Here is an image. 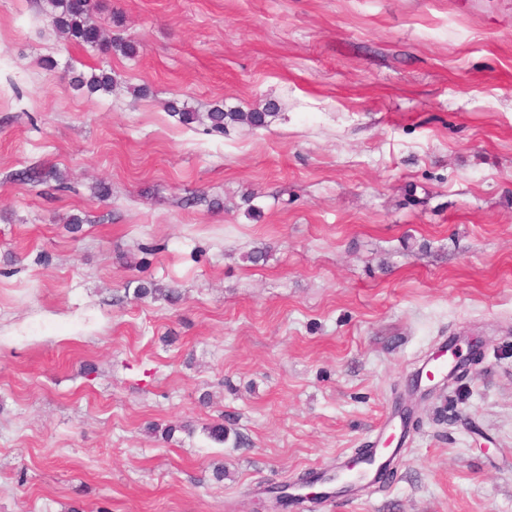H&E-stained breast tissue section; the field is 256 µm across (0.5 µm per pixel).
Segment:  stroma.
<instances>
[{
    "label": "stroma",
    "instance_id": "obj_1",
    "mask_svg": "<svg viewBox=\"0 0 512 512\" xmlns=\"http://www.w3.org/2000/svg\"><path fill=\"white\" fill-rule=\"evenodd\" d=\"M93 3L135 56L0 0V512H278L407 400L386 486L312 512H512V0ZM173 99L277 115L211 134ZM208 437L216 444L231 443L233 447L239 448L246 444V441L239 432L232 430L224 425V423H213L206 427Z\"/></svg>",
    "mask_w": 512,
    "mask_h": 512
}]
</instances>
